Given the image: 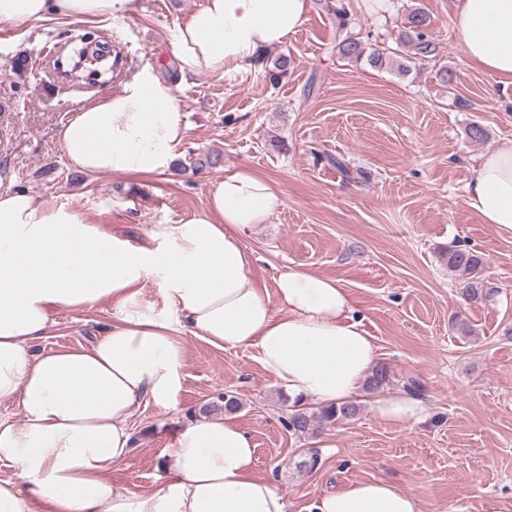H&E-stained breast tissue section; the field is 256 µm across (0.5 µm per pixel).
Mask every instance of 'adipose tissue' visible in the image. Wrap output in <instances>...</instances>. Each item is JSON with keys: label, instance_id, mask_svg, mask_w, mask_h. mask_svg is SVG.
Here are the masks:
<instances>
[{"label": "adipose tissue", "instance_id": "ef3b65f1", "mask_svg": "<svg viewBox=\"0 0 512 512\" xmlns=\"http://www.w3.org/2000/svg\"><path fill=\"white\" fill-rule=\"evenodd\" d=\"M135 0H0V22L57 15L87 20L132 12ZM308 0H205L179 24L172 53L181 77L256 65L287 44ZM451 26L476 67L512 83V0H454ZM177 86L143 68L119 92L80 107L58 138L69 164L90 174L150 177L185 139ZM481 221L512 238V138L480 156L466 186ZM285 206L275 184L240 169L212 182L204 208L153 225L134 244L51 207L0 189V512H287L281 489L256 474V448L236 414L195 418L176 436L170 479L144 493L118 492L105 474L131 452L127 417L143 403L169 407L180 386L184 339L250 346L288 394L324 405L357 397L378 359L347 288L299 266L275 280L270 306L253 280L244 238ZM157 280L167 307L142 298ZM111 303L113 321L90 346L30 350L63 309ZM385 423L414 428L429 413L401 392L378 400ZM309 512H420L387 479L358 480L321 495Z\"/></svg>", "mask_w": 512, "mask_h": 512}]
</instances>
